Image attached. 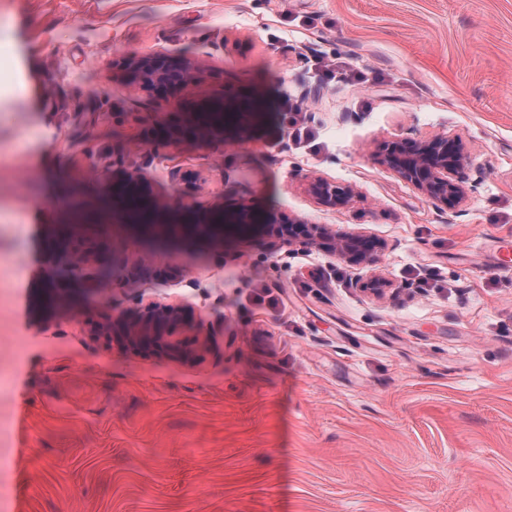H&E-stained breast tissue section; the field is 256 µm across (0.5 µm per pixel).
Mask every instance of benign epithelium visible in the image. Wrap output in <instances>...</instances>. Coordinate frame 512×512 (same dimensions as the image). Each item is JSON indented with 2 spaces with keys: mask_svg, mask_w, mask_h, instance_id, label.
Masks as SVG:
<instances>
[{
  "mask_svg": "<svg viewBox=\"0 0 512 512\" xmlns=\"http://www.w3.org/2000/svg\"><path fill=\"white\" fill-rule=\"evenodd\" d=\"M163 53L135 58L131 70L139 71L143 80L161 81L169 76ZM201 67L183 61L182 85L196 83ZM262 116L257 103L246 105L238 100L216 94L197 111L189 113V133L203 141L223 148L235 145L258 117ZM380 164L399 178L413 185L426 199L449 208L466 201L469 157L461 142L447 134L427 139H400L391 142L378 155ZM323 203L347 204L352 191H339L329 183L318 180L312 187ZM113 198L127 205L135 223L152 227L164 224H183L197 234L216 237L224 235L229 224L248 226L266 224L273 229L280 243L290 247H318L352 264L371 266L385 245L360 232L342 230L334 225L307 224L299 218H285L254 211L247 205L230 209L220 208L202 214L172 217L161 213L151 203L150 184L139 169L125 173L123 181L114 188ZM53 248L44 272L42 292L58 321L76 319L75 299L80 292H94L112 283V255L118 245L102 244L92 232H80L70 225L60 235L52 236ZM194 339L189 341V332ZM88 334L113 341L132 352H149L161 358L184 359L208 352V337L198 331L188 306L180 303H152L136 307L130 316L115 317L106 311L88 329Z\"/></svg>",
  "mask_w": 512,
  "mask_h": 512,
  "instance_id": "1",
  "label": "benign epithelium"
}]
</instances>
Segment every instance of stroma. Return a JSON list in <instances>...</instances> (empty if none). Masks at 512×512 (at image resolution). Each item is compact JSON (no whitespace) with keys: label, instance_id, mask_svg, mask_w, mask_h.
I'll list each match as a JSON object with an SVG mask.
<instances>
[{"label":"stroma","instance_id":"obj_1","mask_svg":"<svg viewBox=\"0 0 512 512\" xmlns=\"http://www.w3.org/2000/svg\"><path fill=\"white\" fill-rule=\"evenodd\" d=\"M157 52L203 80L134 83L127 59ZM338 58L367 82L327 75ZM220 91L264 112L224 151L180 131ZM286 99L308 138L281 131ZM439 133L471 159L453 209L376 159ZM135 167L160 204L245 202L385 249L368 269L261 225L220 245L153 233L110 195ZM317 179L353 200L321 203ZM57 224L120 243L124 274L49 325L34 304ZM505 241L512 0H0V512H512ZM372 273L384 298L358 286ZM151 302L190 305L209 352L86 331Z\"/></svg>","mask_w":512,"mask_h":512}]
</instances>
